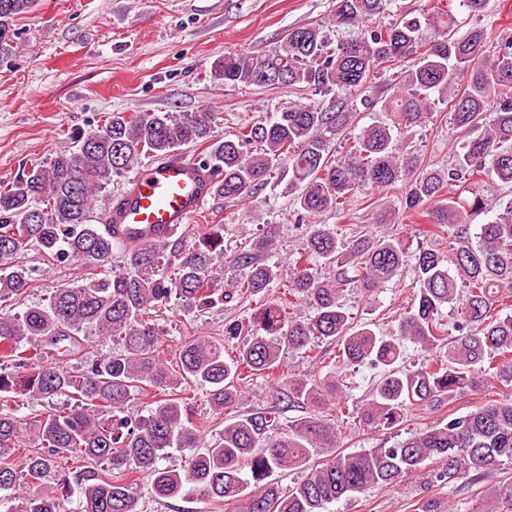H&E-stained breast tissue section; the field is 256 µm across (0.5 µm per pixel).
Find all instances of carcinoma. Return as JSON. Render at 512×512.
Instances as JSON below:
<instances>
[{
	"instance_id": "1",
	"label": "carcinoma",
	"mask_w": 512,
	"mask_h": 512,
	"mask_svg": "<svg viewBox=\"0 0 512 512\" xmlns=\"http://www.w3.org/2000/svg\"><path fill=\"white\" fill-rule=\"evenodd\" d=\"M36 2L0 0V56L14 51V23ZM395 3L336 0L333 25L357 31L352 38L334 44L323 28L298 26L272 52H229L214 63V77L228 85H288L334 93V102L293 104L224 138L216 132L217 112H116L97 130L74 135L75 147L0 186V492L20 501L7 512H63L74 486L80 512H146L144 482L157 498L243 501L242 512H327L331 503L397 484L431 463L434 478L453 486L512 459V395L357 453L339 448L335 421L317 411L331 401L341 415L389 430L410 406L451 402L490 379L512 385V315H502L512 306V198L480 225L476 241L470 234L484 193L512 186V33L494 37L477 26L462 33L466 19L449 2L427 16L393 12ZM389 13L393 22L373 23ZM430 28L438 30L433 40L426 38ZM409 57L413 63L404 64ZM380 73L388 74L387 95L360 103L384 117L347 133L356 113L345 95L367 91ZM440 105L465 130L446 170L425 166L401 140ZM339 139L348 146L338 158L332 145ZM187 145L205 147V164L218 176L210 188L215 198L248 201L275 173L299 190L283 220L303 229L304 244L281 296L268 297L281 277L269 261L271 224L245 244L229 225L208 224L189 245H130L125 264L110 266L120 242L93 218L109 200L113 179L145 157L164 159ZM455 185L464 192H452ZM396 187L401 208L379 209L374 223L414 216L425 238L448 232V253L424 247L411 256L395 232L360 231L347 239L336 225L316 221L327 211L344 216L363 190ZM34 249L97 273L17 311L30 281L22 258ZM411 257L418 288L397 311L396 332L353 321L347 288L358 282L374 293L400 277ZM227 261L239 269L230 284L221 273ZM256 296L265 301L252 310V337L242 346L235 341L245 325L234 319L216 336L187 332L175 363L164 358L160 322L173 311L171 299L196 317ZM301 304L313 310L306 322L291 317ZM445 307L458 332L451 342ZM92 332L118 341L121 350H91ZM324 340L338 348L337 363L378 372L365 401L350 404L338 395L334 372L295 380L284 374V354L309 353ZM407 341L422 353L417 365L405 364ZM257 377L272 384V405L236 410ZM197 389L224 415L222 438L207 446L193 426ZM134 396L146 413L126 412ZM55 399L65 407L34 409ZM292 406L315 411L282 432L280 413ZM172 449L187 452L181 470L163 464ZM102 466L123 478L101 474ZM290 470L302 478L285 493L277 478ZM469 512H512V481Z\"/></svg>"
}]
</instances>
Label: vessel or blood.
Segmentation results:
<instances>
[{
	"mask_svg": "<svg viewBox=\"0 0 512 512\" xmlns=\"http://www.w3.org/2000/svg\"><path fill=\"white\" fill-rule=\"evenodd\" d=\"M207 174L198 161L181 155L151 162L132 177L104 220L119 239L149 242L168 237L202 207Z\"/></svg>",
	"mask_w": 512,
	"mask_h": 512,
	"instance_id": "obj_1",
	"label": "vessel or blood"
}]
</instances>
